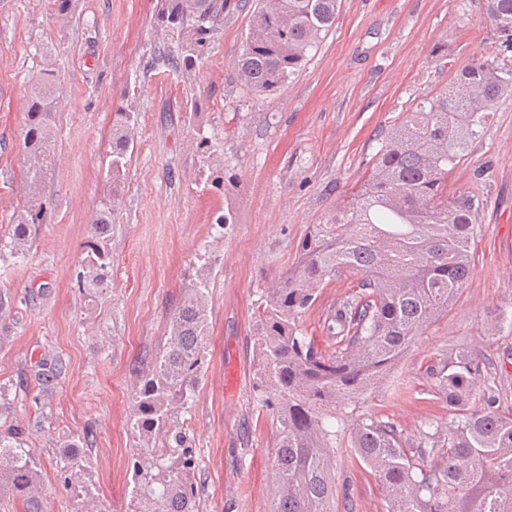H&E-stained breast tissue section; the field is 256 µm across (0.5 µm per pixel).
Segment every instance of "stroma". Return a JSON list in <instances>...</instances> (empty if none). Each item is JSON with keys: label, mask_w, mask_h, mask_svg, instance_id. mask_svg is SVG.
Instances as JSON below:
<instances>
[{"label": "stroma", "mask_w": 512, "mask_h": 512, "mask_svg": "<svg viewBox=\"0 0 512 512\" xmlns=\"http://www.w3.org/2000/svg\"><path fill=\"white\" fill-rule=\"evenodd\" d=\"M161 0H0V239L29 194L22 153L28 86L43 64L60 78L55 170L43 223L24 257L0 251V431L28 432L41 464V512L81 506L61 474L65 442L91 435L83 481L101 512H125L128 425L135 373L156 350L193 267L208 264L210 324L203 379L179 413L198 463V512H269L268 460L276 423L252 371L261 290L296 260L310 225L345 205L371 168L378 133L468 65H512L489 23L487 0H340L336 21L304 66L264 100L242 96L232 68L249 27L236 10L217 22L199 68L170 72ZM134 117V150L120 187L109 181L113 115ZM214 154L197 150L199 136ZM222 175L225 186L215 185ZM119 191L107 241L108 286L87 297L76 274L102 201ZM448 190L483 203L475 265L448 314L431 324L361 412L398 422L414 439L426 421L447 423L428 393L426 368L484 343L492 363L512 333L485 338L491 312L512 305V98L492 108L481 135L448 174ZM232 222L217 227L219 214ZM328 283L298 320L327 346L328 321L352 291ZM59 361L50 389L40 361ZM338 512H386L377 477L342 459Z\"/></svg>", "instance_id": "stroma-1"}]
</instances>
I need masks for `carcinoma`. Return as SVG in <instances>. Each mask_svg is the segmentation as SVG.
Instances as JSON below:
<instances>
[{"label":"carcinoma","instance_id":"obj_1","mask_svg":"<svg viewBox=\"0 0 512 512\" xmlns=\"http://www.w3.org/2000/svg\"><path fill=\"white\" fill-rule=\"evenodd\" d=\"M248 33L233 68L243 91L275 95L308 61L332 29L340 0H244ZM228 0H165L162 29L183 41L168 49L176 69L203 63L211 23ZM491 24L512 48V0H488ZM59 79L45 68L29 85L23 155L34 195L12 225L10 244L24 251L32 224L43 223L40 189L53 176V112ZM512 93V67L479 62L444 89L400 113L381 135L368 176L348 206L306 235L294 265L262 292L256 308L254 376L262 407L277 424L270 461V512H336L339 452L377 476L386 512H512V406L496 381L484 378L483 345L451 351L426 369L431 393L448 404V423L422 425L409 445L400 424L375 415L349 418L398 363L417 337L448 313L473 267L472 240L480 202L448 193V172L479 136L489 110ZM131 113L112 126V202L104 203L91 248L77 273L79 287L96 294L107 285L110 257L103 246L132 142ZM355 276V291L333 317L335 344L320 348L296 319L324 284ZM210 282L197 272L169 315L166 335L139 372L128 423L142 445L132 455L127 512H198L196 462L177 426L198 390L208 343ZM60 362L38 364L48 387ZM25 432L0 433V496L21 498L40 512L39 459ZM85 442H67L62 470L85 469Z\"/></svg>","mask_w":512,"mask_h":512}]
</instances>
